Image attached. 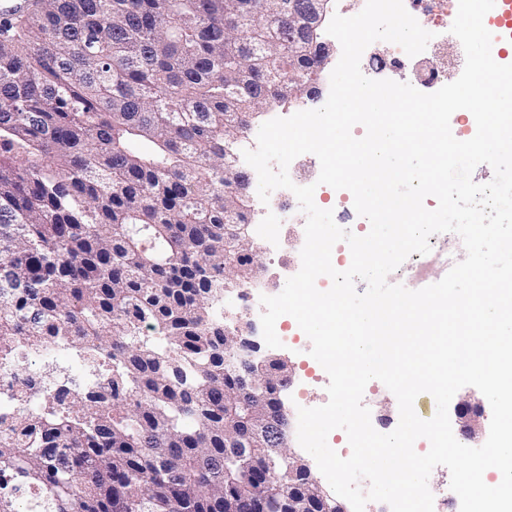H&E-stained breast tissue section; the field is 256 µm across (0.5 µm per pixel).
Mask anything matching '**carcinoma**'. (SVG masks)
Listing matches in <instances>:
<instances>
[{
	"label": "carcinoma",
	"mask_w": 512,
	"mask_h": 512,
	"mask_svg": "<svg viewBox=\"0 0 512 512\" xmlns=\"http://www.w3.org/2000/svg\"><path fill=\"white\" fill-rule=\"evenodd\" d=\"M37 0L0 15V364L48 339L100 389L40 390L0 433V512H288L270 383L214 317L255 257L224 146L285 99L251 62L317 52L288 0ZM153 335H146V331Z\"/></svg>",
	"instance_id": "obj_1"
}]
</instances>
